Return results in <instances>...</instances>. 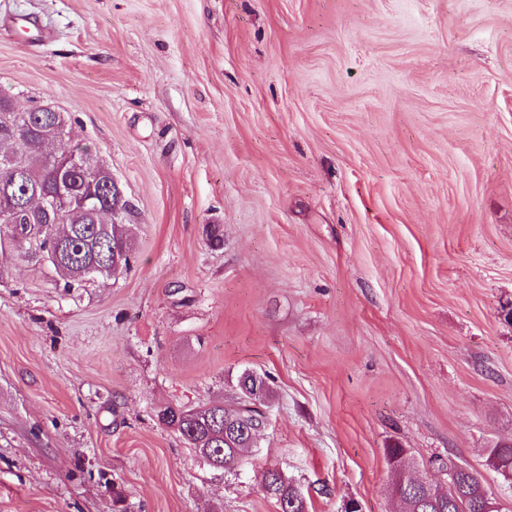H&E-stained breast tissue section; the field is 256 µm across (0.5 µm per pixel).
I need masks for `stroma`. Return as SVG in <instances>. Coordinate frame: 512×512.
<instances>
[{
  "mask_svg": "<svg viewBox=\"0 0 512 512\" xmlns=\"http://www.w3.org/2000/svg\"><path fill=\"white\" fill-rule=\"evenodd\" d=\"M0 91L71 113L134 232L83 288L0 255V512H278L267 467L396 512L393 446L512 512V0H0ZM246 370L216 471L156 413ZM487 467L512 486V442L498 443L489 448L486 458Z\"/></svg>",
  "mask_w": 512,
  "mask_h": 512,
  "instance_id": "1",
  "label": "stroma"
}]
</instances>
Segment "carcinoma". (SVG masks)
<instances>
[{"mask_svg": "<svg viewBox=\"0 0 512 512\" xmlns=\"http://www.w3.org/2000/svg\"><path fill=\"white\" fill-rule=\"evenodd\" d=\"M29 120L31 130L25 137L9 134L16 123ZM71 115L43 106H32L21 116L12 101L0 96V151L26 158L22 172L13 176L0 170V247L8 239L9 249L19 258L45 261L66 288H83L93 276L87 274L92 265L105 268L107 276L128 271L131 265L133 241L126 224H97L94 217L82 208L84 198L98 196L106 183L97 178L91 167L104 165L88 145L70 148L78 163L59 161L48 166L45 153L53 149L55 139L70 126ZM65 193L69 205L54 211L21 212L15 224L4 223L1 215L19 202L25 194L55 199ZM243 405L230 411L218 401L204 407L168 405L160 410L159 420L173 428L196 454L209 450L223 465L224 471H234L243 453L254 445L251 439L264 420L256 403L268 397L265 380L250 371L237 379ZM386 455L391 473V496L400 505V512H480L478 482L469 474L460 476L456 489L443 495L405 481L401 477L411 459L405 448H388ZM487 467L512 485V442L498 443L488 450ZM260 486L276 500L279 512H306L302 492L275 469L261 474Z\"/></svg>", "mask_w": 512, "mask_h": 512, "instance_id": "carcinoma-1", "label": "carcinoma"}]
</instances>
